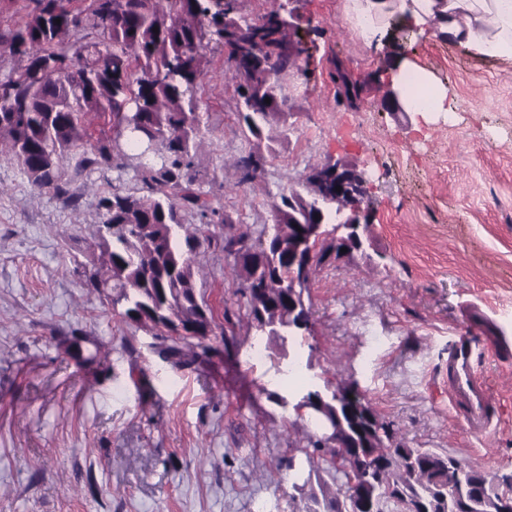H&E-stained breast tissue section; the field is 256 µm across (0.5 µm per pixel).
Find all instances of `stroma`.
<instances>
[{
	"label": "stroma",
	"instance_id": "35a3bbf8",
	"mask_svg": "<svg viewBox=\"0 0 512 512\" xmlns=\"http://www.w3.org/2000/svg\"><path fill=\"white\" fill-rule=\"evenodd\" d=\"M343 4L294 0L305 52L288 83L291 132L252 181L237 163L256 142L238 121L223 53H207L196 185L228 218L206 226L197 278L220 329L209 356L162 358L75 269L102 221L99 197L140 189V175L68 171L65 201L0 155V512H292L288 463H303L315 431L294 406L340 376L410 446L512 475V356L494 353L464 313L479 304L512 334V63L416 42L414 60L453 106L420 122L387 107V64L365 50ZM336 161L364 174L371 241L316 275L312 333L289 349L302 379L291 383L276 370V343L246 327L222 241L257 239L310 165ZM461 336L499 400L500 424L481 438L448 405V350ZM98 341L103 364L91 360Z\"/></svg>",
	"mask_w": 512,
	"mask_h": 512
}]
</instances>
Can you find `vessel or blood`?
<instances>
[{
    "mask_svg": "<svg viewBox=\"0 0 512 512\" xmlns=\"http://www.w3.org/2000/svg\"><path fill=\"white\" fill-rule=\"evenodd\" d=\"M468 320L486 331L495 348H512V337L481 306L471 305ZM448 400L470 434L482 437L491 432L494 427L491 408L495 397L482 375L478 355L466 336L459 337L448 352Z\"/></svg>",
    "mask_w": 512,
    "mask_h": 512,
    "instance_id": "obj_1",
    "label": "vessel or blood"
}]
</instances>
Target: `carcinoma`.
<instances>
[{
    "instance_id": "carcinoma-1",
    "label": "carcinoma",
    "mask_w": 512,
    "mask_h": 512,
    "mask_svg": "<svg viewBox=\"0 0 512 512\" xmlns=\"http://www.w3.org/2000/svg\"><path fill=\"white\" fill-rule=\"evenodd\" d=\"M33 2L23 25L0 34L23 62L0 80V152L33 187L65 200L69 166L85 171L119 160L135 168L144 188L98 200L102 223L112 232L97 231L84 285L121 320L153 336L159 354L179 361L206 356L212 346L199 332L214 330L215 318L197 292L201 230L224 218L195 188V159L204 144L195 88L207 70L206 49H229L234 65L225 74L244 89L239 123L259 141L273 140L265 131L275 128L286 136L288 80L299 63L288 51V27L276 22L282 3L272 0L250 25L236 18L235 0H88L81 14L69 8L70 0ZM86 28L107 40L105 50L78 36ZM91 114L112 122L111 135L93 144ZM264 162L258 150L242 157L240 182L253 180ZM294 203L290 195L273 205L279 224L271 237L252 243L243 234L224 238V250L233 255L228 275L243 288L249 327L283 351L312 317V306L302 301L312 273L293 279L288 270ZM292 288L299 310L290 317ZM381 427L384 434L371 451L386 461L383 468H363L342 448L317 458L321 442H308L312 452L305 457L314 477L294 484L302 512H346L352 483L360 480L373 492L374 512H404L408 499L429 509L435 503L442 512H486L491 500L512 503L511 476L491 477L477 463L403 441L393 448L392 424L383 420Z\"/></svg>"
}]
</instances>
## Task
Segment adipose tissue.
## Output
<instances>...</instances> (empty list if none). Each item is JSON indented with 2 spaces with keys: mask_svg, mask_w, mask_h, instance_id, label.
I'll return each instance as SVG.
<instances>
[{
  "mask_svg": "<svg viewBox=\"0 0 512 512\" xmlns=\"http://www.w3.org/2000/svg\"><path fill=\"white\" fill-rule=\"evenodd\" d=\"M346 12L369 53L389 60L393 88L415 77L432 112L446 111L448 88L409 58L410 42L440 37L474 55L512 61V0H347Z\"/></svg>",
  "mask_w": 512,
  "mask_h": 512,
  "instance_id": "1",
  "label": "adipose tissue"
}]
</instances>
